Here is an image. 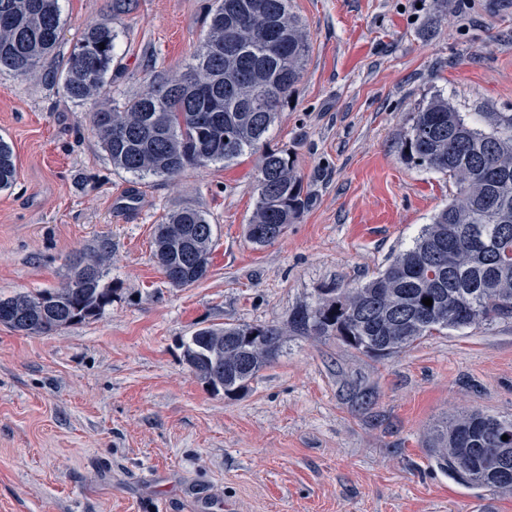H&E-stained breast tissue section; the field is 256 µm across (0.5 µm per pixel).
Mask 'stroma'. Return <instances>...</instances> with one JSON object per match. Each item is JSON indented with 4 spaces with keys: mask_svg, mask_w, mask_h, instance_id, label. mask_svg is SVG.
I'll use <instances>...</instances> for the list:
<instances>
[{
    "mask_svg": "<svg viewBox=\"0 0 512 512\" xmlns=\"http://www.w3.org/2000/svg\"><path fill=\"white\" fill-rule=\"evenodd\" d=\"M209 0H135L117 21L111 103L182 71ZM56 62L112 0H60ZM311 36L270 130L313 205L256 246V156L135 179L113 167L90 114L58 82L0 72V136L17 176L0 191V294L65 284L108 244L112 302L49 336L0 325V512H512V492L439 470L436 426L512 417V321L429 336L375 360L333 336L290 334L236 396L183 358L198 329L287 326L327 288H354L412 246L454 192L404 160L399 133L443 97L466 115L512 113V0H291ZM185 206L214 226L210 271L172 287L152 248Z\"/></svg>",
    "mask_w": 512,
    "mask_h": 512,
    "instance_id": "stroma-1",
    "label": "stroma"
}]
</instances>
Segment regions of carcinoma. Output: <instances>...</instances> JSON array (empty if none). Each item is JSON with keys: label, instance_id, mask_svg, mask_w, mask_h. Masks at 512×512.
<instances>
[{"label": "carcinoma", "instance_id": "carcinoma-1", "mask_svg": "<svg viewBox=\"0 0 512 512\" xmlns=\"http://www.w3.org/2000/svg\"><path fill=\"white\" fill-rule=\"evenodd\" d=\"M61 30L59 0H0V70L27 80L54 56ZM117 32L112 20L88 25L66 66L51 70L64 93L85 102L104 94ZM311 38L290 0H213L200 46L186 69L152 76L147 89L90 114L112 165L139 179H173L192 168L230 164L261 152L258 198L246 227L265 246L296 223L312 202L288 151L267 134L293 96ZM486 132L445 98L416 112L400 132L404 159L453 181L455 192L413 245L356 288H328L297 309L288 327L224 326L197 330L184 344L191 371L214 391L233 396L279 354L284 336H334L358 352L398 354L428 336L512 319V114L482 112ZM12 146L0 137V190L16 181ZM281 227L257 237L253 227ZM213 225L196 207L169 212L157 225L154 256L169 284L206 278ZM105 253L71 266L64 286L0 295V325L51 335L100 315L112 301L102 286ZM82 288L72 287L79 273ZM432 299V305L422 303ZM263 337L245 349L237 340ZM508 440H502V436ZM512 445V418L472 412L436 429L430 456L441 471L472 488L512 492L485 458Z\"/></svg>", "mask_w": 512, "mask_h": 512}]
</instances>
